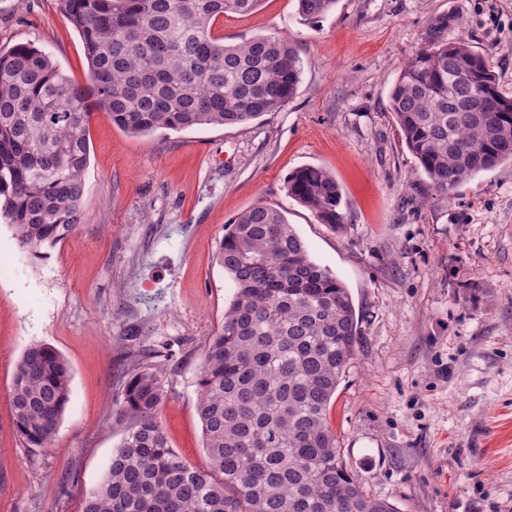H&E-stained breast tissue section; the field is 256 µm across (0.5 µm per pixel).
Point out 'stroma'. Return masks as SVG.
Returning a JSON list of instances; mask_svg holds the SVG:
<instances>
[{"label": "stroma", "mask_w": 512, "mask_h": 512, "mask_svg": "<svg viewBox=\"0 0 512 512\" xmlns=\"http://www.w3.org/2000/svg\"><path fill=\"white\" fill-rule=\"evenodd\" d=\"M449 10L453 35L493 56L512 95V0H339L317 22L296 0H262L214 33L295 46L300 82L281 111L134 136L93 110L82 224L36 259L0 218V512H82L125 434L119 397L135 357L168 391L159 421L172 449L206 466L197 374L235 294L216 256L226 224L257 204L284 211L360 314L330 409L354 482L398 512H512V165L453 199L432 195L389 109L430 16ZM20 42L87 84L58 0H0V50ZM304 165L340 184L344 230L288 198ZM38 343L72 376L41 449L19 438L9 403L15 365Z\"/></svg>", "instance_id": "obj_1"}]
</instances>
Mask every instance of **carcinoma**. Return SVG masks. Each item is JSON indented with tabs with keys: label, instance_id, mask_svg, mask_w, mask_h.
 <instances>
[{
	"label": "carcinoma",
	"instance_id": "carcinoma-1",
	"mask_svg": "<svg viewBox=\"0 0 512 512\" xmlns=\"http://www.w3.org/2000/svg\"><path fill=\"white\" fill-rule=\"evenodd\" d=\"M59 2L81 38L89 87L30 43L0 51V214L36 257L82 222L92 108L136 136L246 125L286 107L301 75L282 37L226 44L214 35L221 16L248 15L262 0ZM336 3L297 0V11L321 19ZM457 24L449 13L431 17L389 93L419 172L448 199L512 164V96L489 55L448 36ZM285 189L319 223L346 227L341 187L325 168L290 172ZM218 261L236 292L199 369L207 467L172 450L158 419L167 392L157 373L135 366L120 395L124 437L82 512H395L350 477L329 423L361 335L347 288L312 259L284 211L264 204L231 221ZM70 393L63 356L29 346L10 394L27 446L52 442Z\"/></svg>",
	"mask_w": 512,
	"mask_h": 512
}]
</instances>
